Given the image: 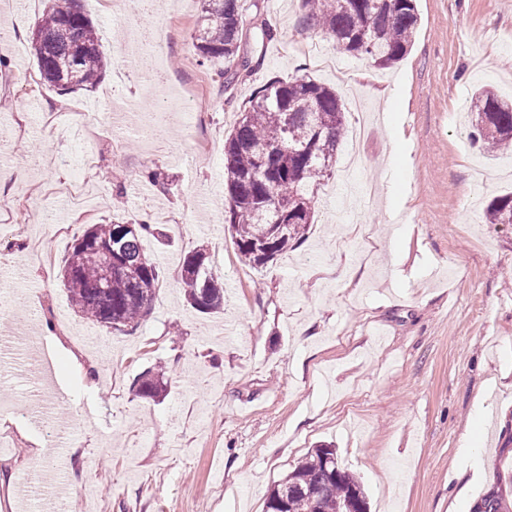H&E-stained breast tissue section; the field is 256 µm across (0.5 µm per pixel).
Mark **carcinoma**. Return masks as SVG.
<instances>
[{
	"mask_svg": "<svg viewBox=\"0 0 512 512\" xmlns=\"http://www.w3.org/2000/svg\"><path fill=\"white\" fill-rule=\"evenodd\" d=\"M303 7L306 21L318 24L342 52L381 67L405 56L418 24L416 0H303ZM244 30L242 0H203L192 46L202 64L224 61L218 76L226 88L251 67L239 54ZM30 44L41 77L52 87L86 90L105 73L98 32L79 0H54L32 28ZM471 112L473 143L488 152L512 150V100L481 90ZM345 126L336 90L308 76L273 78L252 94L224 143V223L249 265L274 261L314 223V189L332 172ZM484 221L512 224V193L494 198ZM121 228L112 221L89 227L75 241L62 274L74 309L114 330L137 326L159 286V267L142 247L143 238L158 229L133 224L122 235L119 255L110 259L103 247ZM181 281L197 311L224 310V286L209 268L204 247L184 257ZM163 375L161 368L143 372L134 381L136 393L159 397ZM360 490L355 477L338 467L335 449L318 448L271 489L267 512H349ZM473 512H512V493L491 488Z\"/></svg>",
	"mask_w": 512,
	"mask_h": 512,
	"instance_id": "carcinoma-1",
	"label": "carcinoma"
}]
</instances>
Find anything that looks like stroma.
Masks as SVG:
<instances>
[{
    "instance_id": "1",
    "label": "stroma",
    "mask_w": 512,
    "mask_h": 512,
    "mask_svg": "<svg viewBox=\"0 0 512 512\" xmlns=\"http://www.w3.org/2000/svg\"><path fill=\"white\" fill-rule=\"evenodd\" d=\"M123 2L81 0L110 65L92 90L65 93L43 83L21 32L49 0H0L20 45L0 69V272L29 297L0 304V326L80 353L0 390V512H265L270 489L325 446L368 512H471L489 486L481 471L512 441V225L483 219L512 192V157L470 140L475 93L512 99V0H417L412 46L388 68L304 25L301 0H242L240 54L261 64L229 93L214 80L221 62H197V15ZM262 23L275 40L261 43ZM133 28L165 34L162 80L117 55ZM320 51L346 80L319 65ZM300 76L336 88L347 119L361 117L360 166L345 176L340 144L304 240L254 268L224 224V140L256 88ZM205 133L215 145L201 152ZM87 149L97 195L81 212L50 190L76 177ZM19 169L25 178L11 180ZM148 169L166 184L135 196ZM160 211L163 237L143 242L160 264L148 315L121 331L82 318L61 282L74 240ZM201 245L224 277L220 313L184 298L180 260ZM32 307L43 318L33 329ZM158 365L160 401L137 396L134 378ZM41 381L55 388L63 433L49 460L36 453L44 423L22 412Z\"/></svg>"
}]
</instances>
